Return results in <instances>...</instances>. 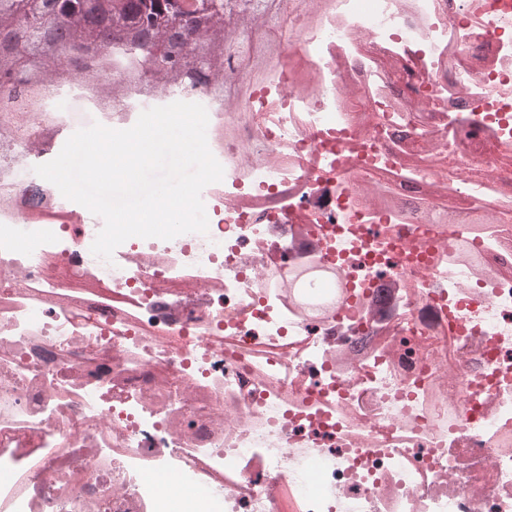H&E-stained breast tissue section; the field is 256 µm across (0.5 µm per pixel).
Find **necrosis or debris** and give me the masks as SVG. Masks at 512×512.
<instances>
[{"label":"necrosis or debris","instance_id":"obj_1","mask_svg":"<svg viewBox=\"0 0 512 512\" xmlns=\"http://www.w3.org/2000/svg\"><path fill=\"white\" fill-rule=\"evenodd\" d=\"M272 33L209 115L207 233L107 262L0 170V512H512V0Z\"/></svg>","mask_w":512,"mask_h":512}]
</instances>
